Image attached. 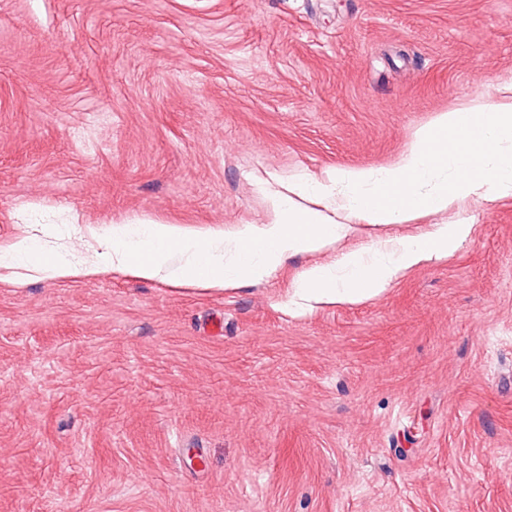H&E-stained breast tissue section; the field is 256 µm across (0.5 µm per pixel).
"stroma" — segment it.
<instances>
[{
	"label": "stroma",
	"instance_id": "obj_1",
	"mask_svg": "<svg viewBox=\"0 0 512 512\" xmlns=\"http://www.w3.org/2000/svg\"><path fill=\"white\" fill-rule=\"evenodd\" d=\"M512 83V0H0V247L125 219L233 236L259 190L398 161ZM458 222L378 297L311 265ZM0 512H512V197L374 227L218 294L0 282Z\"/></svg>",
	"mask_w": 512,
	"mask_h": 512
}]
</instances>
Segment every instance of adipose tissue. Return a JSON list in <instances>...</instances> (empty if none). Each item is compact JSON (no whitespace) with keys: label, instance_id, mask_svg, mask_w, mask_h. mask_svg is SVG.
<instances>
[{"label":"adipose tissue","instance_id":"obj_1","mask_svg":"<svg viewBox=\"0 0 512 512\" xmlns=\"http://www.w3.org/2000/svg\"><path fill=\"white\" fill-rule=\"evenodd\" d=\"M503 101L442 114L392 166L337 169L328 182L302 176L286 191L266 189L274 222L236 237L201 238L149 222L141 238H104L95 262L47 254L29 240L0 248V267L53 280H78L117 270L220 292L239 282L257 284L289 257L327 249L350 224H398L415 214H438L463 200L512 197V85ZM469 225L437 224L425 236L390 238L370 251L348 252L308 269L294 297L306 305L357 303L379 295L422 262L451 255Z\"/></svg>","mask_w":512,"mask_h":512}]
</instances>
